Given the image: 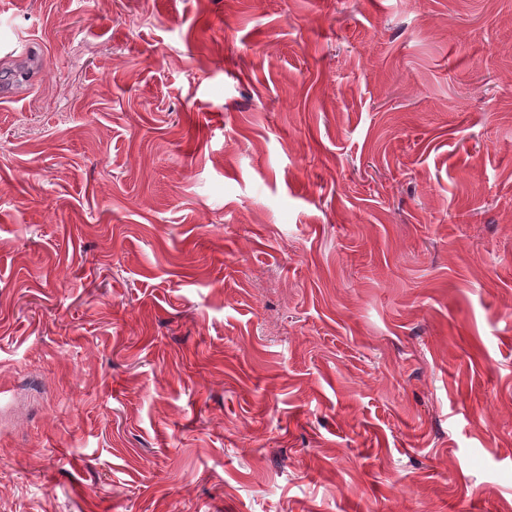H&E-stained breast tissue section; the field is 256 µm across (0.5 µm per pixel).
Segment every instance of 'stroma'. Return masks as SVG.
I'll return each mask as SVG.
<instances>
[{"label": "stroma", "instance_id": "1", "mask_svg": "<svg viewBox=\"0 0 512 512\" xmlns=\"http://www.w3.org/2000/svg\"><path fill=\"white\" fill-rule=\"evenodd\" d=\"M0 512H512V0H0Z\"/></svg>", "mask_w": 512, "mask_h": 512}]
</instances>
